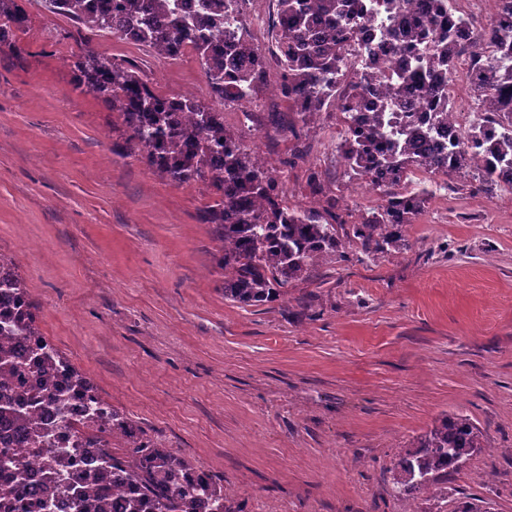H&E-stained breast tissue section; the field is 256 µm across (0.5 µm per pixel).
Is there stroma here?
<instances>
[{
  "label": "stroma",
  "instance_id": "obj_1",
  "mask_svg": "<svg viewBox=\"0 0 512 512\" xmlns=\"http://www.w3.org/2000/svg\"><path fill=\"white\" fill-rule=\"evenodd\" d=\"M22 59L0 52V253L14 259L46 337L99 396L150 438L221 479L244 512H512V191L458 177L376 259L353 249L277 301L224 298L220 245L199 214L212 190L179 186L123 155V127L74 87L82 47L27 0ZM165 95L212 100L198 58L116 37ZM224 110L289 205L321 208L317 171L348 223L376 206L323 112L301 138L272 93ZM483 447L417 499L391 494V461L447 415Z\"/></svg>",
  "mask_w": 512,
  "mask_h": 512
}]
</instances>
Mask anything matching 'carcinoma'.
<instances>
[{"mask_svg":"<svg viewBox=\"0 0 512 512\" xmlns=\"http://www.w3.org/2000/svg\"><path fill=\"white\" fill-rule=\"evenodd\" d=\"M49 12L69 19L84 46L74 64L81 92L105 102L125 128L123 153L135 156L179 186L206 182L213 190L201 220L221 242L224 299L240 305L277 300L289 282L311 266L348 247L365 257L387 252L401 241V229L422 215L435 195L434 177L475 172L472 191L501 185L498 169L512 170V27L475 35L472 89L479 118L468 130L477 153L457 143L437 144L434 131L448 126L454 108L446 89L448 71L462 47L448 12V0H387L404 13L417 7L426 23L388 29L394 47L410 57L392 75H357L346 42L355 36L358 15L348 0H275L270 45L262 52L244 13L246 0H198L195 10L182 0H42ZM23 0H0V46L19 58L22 48L6 33L24 30ZM112 35L162 58L195 54L211 88L209 105L187 95L158 92L134 64L91 48L95 38ZM270 54L280 69V95L298 125L341 109L338 151L357 178L374 170L392 176L385 199L359 222L347 224L331 195L322 210L288 205L279 177L259 164L244 140L224 127L216 106L251 104L266 85ZM370 92L385 103L406 108L434 106L428 123H400V133L385 131V108L364 115L358 102ZM422 178L413 181L411 176ZM84 392L93 404L91 425H81L70 448H56L37 412L62 405L58 384ZM0 428L24 438L22 448L0 447V512H48L47 500L19 505L27 496L19 455H41L42 483L67 493L76 512H243L224 495V485L208 471L175 455L128 424L97 394L92 380L73 366L46 338L25 281L12 258L0 253ZM125 441L122 453L111 435ZM483 448L480 430L464 415L444 416L392 464L393 494L414 500L430 486L460 470ZM94 458L90 477L70 478L74 462Z\"/></svg>","mask_w":512,"mask_h":512,"instance_id":"carcinoma-1","label":"carcinoma"}]
</instances>
